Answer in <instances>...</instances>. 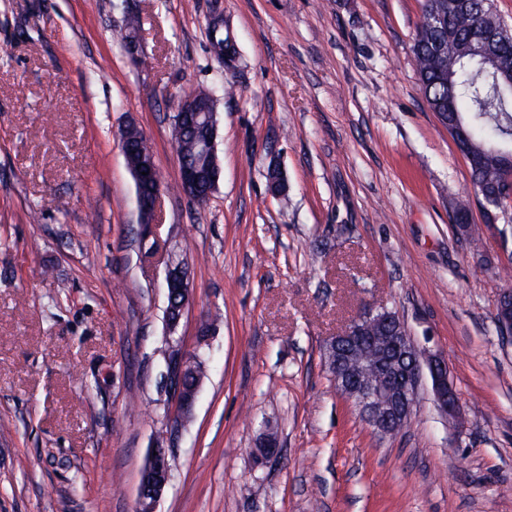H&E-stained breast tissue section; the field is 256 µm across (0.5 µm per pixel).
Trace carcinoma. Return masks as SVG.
<instances>
[{
    "instance_id": "1",
    "label": "carcinoma",
    "mask_w": 512,
    "mask_h": 512,
    "mask_svg": "<svg viewBox=\"0 0 512 512\" xmlns=\"http://www.w3.org/2000/svg\"><path fill=\"white\" fill-rule=\"evenodd\" d=\"M443 3L444 0H424V21L413 47L421 90L440 111L448 112L440 122L450 121L456 115L462 119L467 133L464 145L477 158L476 164L469 165L476 189L500 193L503 204L511 208L512 171L502 165L499 150L505 146L512 149V94L504 93L493 72L476 61L458 60L451 74L441 69L434 58L436 43L446 39L448 50H453L454 40L465 41L475 23L473 17L458 20L450 14L445 28L431 26V12ZM194 122L196 119L190 116L171 124V138L178 156L191 164L201 159V151L189 128ZM129 136L134 150L130 162L152 154L141 132L133 128Z\"/></svg>"
}]
</instances>
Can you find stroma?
<instances>
[{
    "label": "stroma",
    "mask_w": 512,
    "mask_h": 512,
    "mask_svg": "<svg viewBox=\"0 0 512 512\" xmlns=\"http://www.w3.org/2000/svg\"><path fill=\"white\" fill-rule=\"evenodd\" d=\"M422 4L0 0V512H135L169 435L157 512H512V340L494 318L512 224L484 223L426 104ZM215 12L237 68L210 51ZM202 85L223 169L203 205L176 189L170 136ZM130 122L163 185L147 226L118 136ZM464 198L476 249L450 221ZM181 258L192 297L171 330L164 278ZM370 306L447 357L462 420L425 380L407 428L382 437L337 392L326 347ZM171 352L203 370L179 425ZM266 430L279 453L260 464ZM197 95L205 100H213L215 104V100L211 97V91L208 88H198L197 94L195 92H190L185 94L177 103L176 114L180 115L182 119L183 113L187 112H197L200 113V116H205L209 112L207 109L201 104ZM170 473L168 449L158 441L142 470L136 512H156V505L166 492Z\"/></svg>",
    "instance_id": "1"
}]
</instances>
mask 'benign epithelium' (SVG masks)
<instances>
[{
    "instance_id": "7a95c632",
    "label": "benign epithelium",
    "mask_w": 512,
    "mask_h": 512,
    "mask_svg": "<svg viewBox=\"0 0 512 512\" xmlns=\"http://www.w3.org/2000/svg\"><path fill=\"white\" fill-rule=\"evenodd\" d=\"M482 35L467 43L462 52L479 56L495 70L503 86L512 90V67L501 62L495 46L507 34V29L495 23L481 24ZM197 112L208 114L197 94H185L177 103L176 114ZM136 191L142 223L155 212L161 196L162 183L154 156L141 157L129 166ZM202 172L196 167L179 165L178 182L183 195L197 202H206L213 195L209 190L200 192ZM486 221L497 224L512 214L504 209L500 197L483 200ZM187 276L183 264L169 265L165 275V288L185 290ZM190 299L172 310L173 298L167 296L166 320L170 330H175L188 308ZM495 319L502 334H512V300L500 295L496 303ZM397 322L395 331L383 336H370V323ZM327 362L336 389L340 394L355 400L361 416L382 436H394L410 423L414 411L418 386L427 376L431 382L433 400L438 409L450 418L459 415V400L455 389L448 382V362L440 353H424L417 349L404 322L387 309L369 307L358 314L329 344ZM191 360L183 355L168 357L166 387L175 403L177 417L193 411L202 377L189 375ZM142 470L136 512H156V505L163 497L170 479L171 466L168 449L156 442ZM277 452V438L272 432L263 433L256 458L265 462Z\"/></svg>"
}]
</instances>
